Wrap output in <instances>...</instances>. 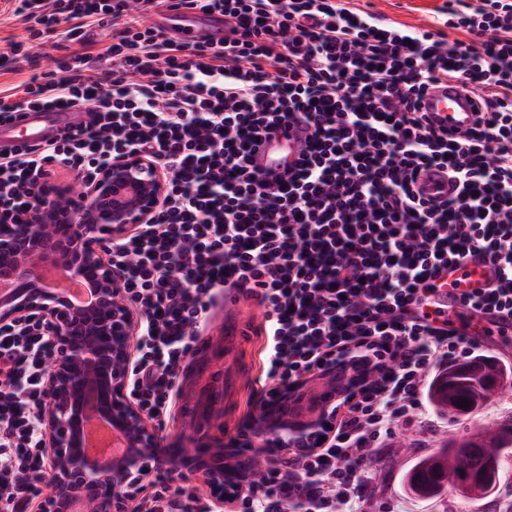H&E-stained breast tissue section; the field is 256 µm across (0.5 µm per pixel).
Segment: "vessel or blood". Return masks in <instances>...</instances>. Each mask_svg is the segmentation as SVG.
Wrapping results in <instances>:
<instances>
[{
	"label": "vessel or blood",
	"instance_id": "b4317fda",
	"mask_svg": "<svg viewBox=\"0 0 512 512\" xmlns=\"http://www.w3.org/2000/svg\"><path fill=\"white\" fill-rule=\"evenodd\" d=\"M153 26L177 40L189 43L218 42L224 38V18L220 13L159 12L152 17ZM425 111L447 120L450 127L467 130L478 117L474 97L463 86L450 84L430 90L423 100ZM85 115L72 110H21L13 120L0 124V149L12 150L59 141L77 131ZM307 132L296 129L292 136L278 134L266 137L256 154L257 165L274 166L281 156L289 160L301 157ZM496 266L487 258L470 257L467 261L449 266L448 275L431 296L432 307L445 313L449 326L471 337H483L512 328V319L500 314L479 315L462 307L463 292L478 288L495 278Z\"/></svg>",
	"mask_w": 512,
	"mask_h": 512
}]
</instances>
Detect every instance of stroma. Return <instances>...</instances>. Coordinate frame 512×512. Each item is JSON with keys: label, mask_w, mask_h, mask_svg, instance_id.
I'll return each mask as SVG.
<instances>
[{"label": "stroma", "mask_w": 512, "mask_h": 512, "mask_svg": "<svg viewBox=\"0 0 512 512\" xmlns=\"http://www.w3.org/2000/svg\"><path fill=\"white\" fill-rule=\"evenodd\" d=\"M356 5L392 21L416 28L435 26L445 0H355ZM263 309L240 299L234 310L216 305L209 323L183 362L176 384V404L158 432L172 448L187 442L229 448L239 440L244 420L254 416L267 388L260 333ZM241 326L240 344H224L225 327ZM512 424V386L462 418L421 407L411 420L392 425L370 463L373 474L363 512H512V457L506 458L500 481L487 499L470 504L453 488L421 499L410 493L402 473L417 458L436 453L446 433L462 436L489 425Z\"/></svg>", "instance_id": "stroma-1"}]
</instances>
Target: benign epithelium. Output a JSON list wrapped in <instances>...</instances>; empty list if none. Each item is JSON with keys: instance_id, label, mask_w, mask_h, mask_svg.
I'll return each mask as SVG.
<instances>
[{"instance_id": "1", "label": "benign epithelium", "mask_w": 512, "mask_h": 512, "mask_svg": "<svg viewBox=\"0 0 512 512\" xmlns=\"http://www.w3.org/2000/svg\"><path fill=\"white\" fill-rule=\"evenodd\" d=\"M167 190L159 167L140 155L107 166L86 189L63 200L37 202L23 224L0 227V282L12 284L0 293V323L35 314L54 334V355L48 363L46 402L41 417L51 479L39 512H125L126 502L160 470L186 467L196 472L224 508V486L233 482L245 491L255 480L251 460L226 472L209 464L190 442L170 448L149 425L127 394L130 337L138 315L121 298V289L104 260L102 245L126 235L159 206ZM59 268L71 280H83L93 296L86 306L74 304L62 290L40 285L39 274ZM372 377L366 370L344 380L331 376L322 387L343 398ZM316 388L300 380L286 390L302 402ZM123 437L127 451L118 466L93 464L83 449L82 430L89 403ZM330 403L302 408L299 424L282 428L272 419L270 403L259 405L258 433L263 442L304 452L318 450L332 418Z\"/></svg>"}]
</instances>
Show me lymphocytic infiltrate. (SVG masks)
I'll return each mask as SVG.
<instances>
[{
  "instance_id": "1",
  "label": "lymphocytic infiltrate",
  "mask_w": 512,
  "mask_h": 512,
  "mask_svg": "<svg viewBox=\"0 0 512 512\" xmlns=\"http://www.w3.org/2000/svg\"><path fill=\"white\" fill-rule=\"evenodd\" d=\"M28 35L0 53V117L76 108L82 129L0 154V224L39 196H64L59 170L93 182L130 154L158 164L168 189L134 231L104 246L123 296L142 315L128 371L132 402L163 421L182 361L225 292L264 309L263 373L285 386L348 347L376 378L341 403L311 454L272 448L264 479L224 495V512H362L383 434L421 405L429 373L486 357L449 330L427 297L450 264L483 255L495 280L464 292L472 310L512 317V0H446L443 27L420 29L350 0H10ZM224 16L219 43L175 41L148 11ZM111 42L99 40L105 27ZM456 39H449V32ZM74 44L45 71L54 37ZM458 82L478 101L456 134L422 110ZM308 131L304 161L253 163L279 127ZM445 171L457 192L416 184ZM52 337L32 317L0 324V512H30L48 465L38 420ZM169 473L133 512H211Z\"/></svg>"
}]
</instances>
